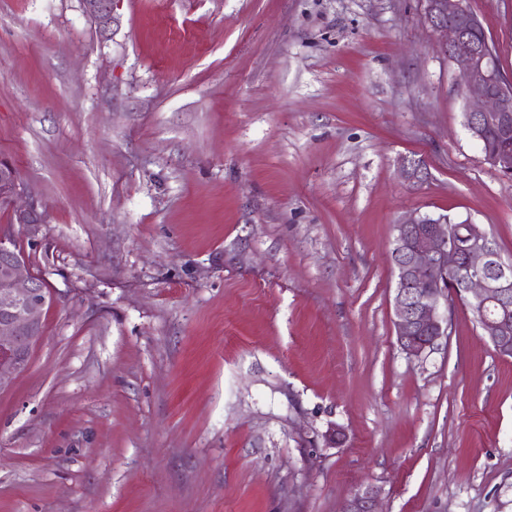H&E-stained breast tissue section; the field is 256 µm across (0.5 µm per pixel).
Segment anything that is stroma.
Here are the masks:
<instances>
[{
	"label": "stroma",
	"instance_id": "1",
	"mask_svg": "<svg viewBox=\"0 0 512 512\" xmlns=\"http://www.w3.org/2000/svg\"><path fill=\"white\" fill-rule=\"evenodd\" d=\"M467 4L512 75V0ZM423 9L114 0L104 37L0 0V158L46 214L13 231L54 297L0 389V512H512V358L459 301L419 360L393 326L406 215L512 263ZM379 496L377 487L361 486L343 502L340 512H381L378 507Z\"/></svg>",
	"mask_w": 512,
	"mask_h": 512
}]
</instances>
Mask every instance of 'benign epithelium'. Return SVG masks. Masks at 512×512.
Segmentation results:
<instances>
[{
  "instance_id": "1",
  "label": "benign epithelium",
  "mask_w": 512,
  "mask_h": 512,
  "mask_svg": "<svg viewBox=\"0 0 512 512\" xmlns=\"http://www.w3.org/2000/svg\"><path fill=\"white\" fill-rule=\"evenodd\" d=\"M85 14L106 34L112 29L113 0H82ZM423 24L440 36L442 52L461 76L472 138L489 129L512 126V78L502 73L491 44L475 47L465 29L467 0H424ZM501 175L512 177V152L487 153ZM25 189L12 163L0 160V204L11 223L0 227V389L25 371L34 344L42 337L43 314L53 302L44 282L29 271L26 254L14 248L12 225L44 223L37 206L19 203ZM397 277L394 318L397 343L410 360H419L448 331V308L464 301L483 336L504 356L512 354V265L502 261L480 224L467 221L466 233L448 236L447 220L414 212L395 225L391 256ZM379 490L358 488L340 512H380Z\"/></svg>"
}]
</instances>
